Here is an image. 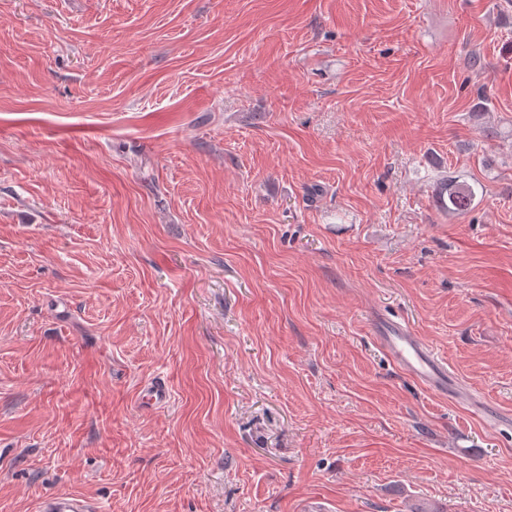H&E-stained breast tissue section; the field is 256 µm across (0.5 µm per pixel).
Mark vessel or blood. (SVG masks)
<instances>
[{"label": "vessel or blood", "mask_w": 512, "mask_h": 512, "mask_svg": "<svg viewBox=\"0 0 512 512\" xmlns=\"http://www.w3.org/2000/svg\"><path fill=\"white\" fill-rule=\"evenodd\" d=\"M402 373L428 390L458 401H468V394L456 387L446 363L430 349L412 328L393 320H383L377 338ZM169 397L165 380H152L144 390L143 407L162 405ZM37 512H93L92 506L75 494H52L40 499Z\"/></svg>", "instance_id": "b4317fda"}]
</instances>
